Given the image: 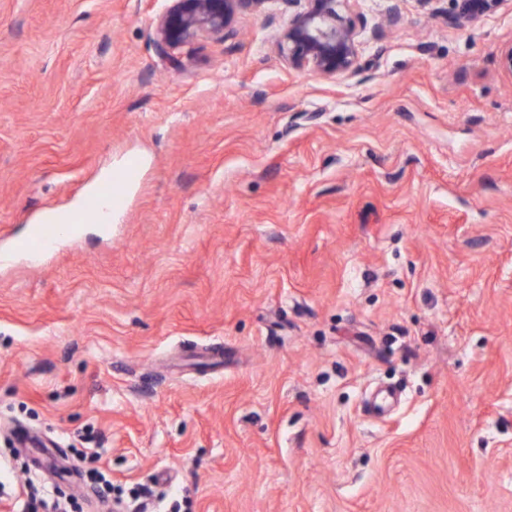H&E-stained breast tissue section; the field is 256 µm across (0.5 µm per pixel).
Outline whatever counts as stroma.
Listing matches in <instances>:
<instances>
[{
    "instance_id": "35a3bbf8",
    "label": "stroma",
    "mask_w": 512,
    "mask_h": 512,
    "mask_svg": "<svg viewBox=\"0 0 512 512\" xmlns=\"http://www.w3.org/2000/svg\"><path fill=\"white\" fill-rule=\"evenodd\" d=\"M167 5L0 0V448L154 512H512V0H355L333 77L287 0L169 60ZM117 176L115 222L16 253ZM283 29L280 54L295 69H310L325 76L360 69V31L351 7L352 0H306ZM455 11L448 17V23L464 28L477 23L483 16L492 12L501 0H453Z\"/></svg>"
}]
</instances>
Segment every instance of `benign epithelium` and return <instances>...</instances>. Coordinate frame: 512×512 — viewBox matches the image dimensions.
Instances as JSON below:
<instances>
[{
	"mask_svg": "<svg viewBox=\"0 0 512 512\" xmlns=\"http://www.w3.org/2000/svg\"><path fill=\"white\" fill-rule=\"evenodd\" d=\"M267 0H171L155 22L154 40L163 53L200 38L224 40L235 17L260 13ZM283 29L280 54L295 69H310L325 76L360 69V31L352 0H306ZM501 0H455L448 23L464 28L492 12Z\"/></svg>",
	"mask_w": 512,
	"mask_h": 512,
	"instance_id": "benign-epithelium-1",
	"label": "benign epithelium"
}]
</instances>
